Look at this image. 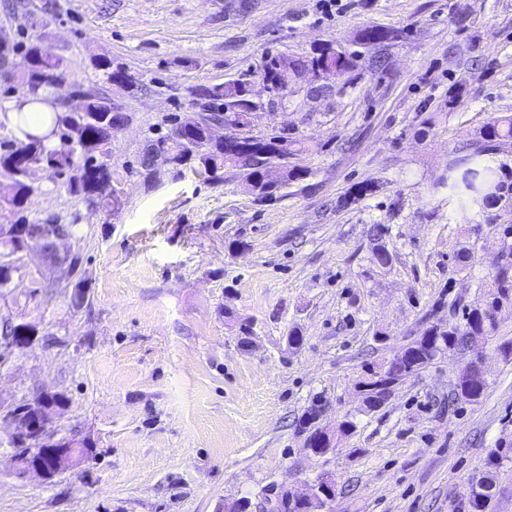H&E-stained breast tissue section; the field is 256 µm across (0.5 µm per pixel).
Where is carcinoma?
<instances>
[{
	"mask_svg": "<svg viewBox=\"0 0 512 512\" xmlns=\"http://www.w3.org/2000/svg\"><path fill=\"white\" fill-rule=\"evenodd\" d=\"M397 38V34L377 27H367L357 35V44L380 50ZM24 54L31 57L34 64L32 77L36 78L50 73L58 78L69 77L67 64L64 60L52 54L37 41H30L23 46ZM355 53L336 49L329 41L321 43L312 56L306 59H290L281 54H269L265 57L260 75L271 84L273 91L279 93L300 73L317 66L324 69H334L345 74L355 67ZM245 83L241 81L213 85L203 90L208 99L209 112L205 114H190L177 120V124H190L194 128L193 143L199 144L204 140V131L211 122L234 121L248 131L254 123V114L245 96ZM85 97L84 112L75 120L63 114H58L55 129L60 131L59 140L50 141L44 137L27 136L24 140H12L0 143V170L5 173L9 182L0 185L4 197H0V209L9 213L7 223L26 224L31 228L38 224L27 221L23 215L26 201L33 192L32 185L24 178L19 164L22 160L32 157L42 159L51 164L55 171L62 173L66 170H77L79 175L67 182L69 193L83 197L92 206L109 207V200L97 199L98 184L112 178V167L109 166L110 144L114 126L121 122L120 113L112 110V103L107 97V91L100 88L94 93H83ZM257 143L280 146L278 153L268 157L258 155H232L221 144L212 145L202 153L193 154L183 142L176 141L170 135H162L150 141L143 166L149 168L154 162V151L161 147L169 150L178 166L194 164L197 172H212L203 178L209 184H219L224 181V169L230 168L245 175L248 182L253 183L251 194L260 201H271L274 194L268 192L264 183V166L269 163L285 164V180L298 179L301 171L290 166V159L301 152L297 141L287 136L275 135L266 140L259 139ZM512 143V117L493 120L480 130L479 138L466 145L470 153L456 156L448 162V200L461 205L481 209L487 200L499 198L509 193V186L495 178V173L488 168H478L473 164V158L482 156L497 148ZM82 216L76 214L68 222H57L49 227L54 235H64L72 239L78 238ZM81 265V255L76 253L70 257L72 273L76 274L74 288L76 291L72 300L88 301L86 279L78 274ZM494 293L492 301L483 309L470 311L466 318L464 330L457 328L442 330L433 327L427 331L429 338L425 339L427 347L424 351L411 357L403 363L392 359L384 360L366 370L363 383L369 386L364 391L369 404L377 407L384 402V397L377 392L378 387L397 385L404 378L414 374L429 365L439 355L455 349L463 343L461 337L479 334L485 327L492 324L499 299L512 295V262H504L493 277ZM457 395L460 399L474 402L484 392L485 385L474 381L457 380ZM493 480L484 476L478 482V490L473 496L472 507L485 509L492 497ZM324 505L320 500H293L288 494L277 496L274 512H318Z\"/></svg>",
	"mask_w": 512,
	"mask_h": 512,
	"instance_id": "1",
	"label": "carcinoma"
}]
</instances>
